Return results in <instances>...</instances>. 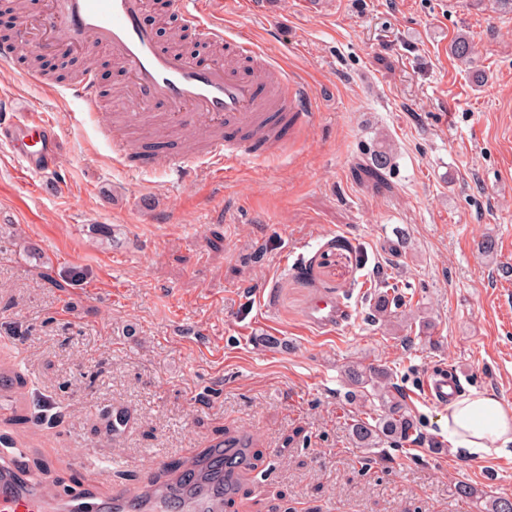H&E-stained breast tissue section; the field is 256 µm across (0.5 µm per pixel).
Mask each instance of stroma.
<instances>
[{
  "mask_svg": "<svg viewBox=\"0 0 512 512\" xmlns=\"http://www.w3.org/2000/svg\"><path fill=\"white\" fill-rule=\"evenodd\" d=\"M224 26L297 74L314 114L226 175L200 127L130 129L122 153L57 83L23 63L0 74V105L43 113L58 147L54 169L31 173L0 141V463L24 448L26 474L55 497L134 491L246 433L227 512H483L484 496L512 497V455L430 446L448 409L422 386L445 368L512 406V11L227 0ZM460 35L472 65L449 51ZM109 59H75L107 108L126 81ZM487 236L497 248L483 255ZM385 283L411 319L372 320ZM321 297L347 303V322L311 327ZM355 363L393 369L428 443L357 447ZM40 398L57 419L30 420ZM120 410L128 423L104 434ZM462 482L479 497L460 498Z\"/></svg>",
  "mask_w": 512,
  "mask_h": 512,
  "instance_id": "obj_1",
  "label": "stroma"
}]
</instances>
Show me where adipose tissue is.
Here are the masks:
<instances>
[{"label": "adipose tissue", "mask_w": 512, "mask_h": 512, "mask_svg": "<svg viewBox=\"0 0 512 512\" xmlns=\"http://www.w3.org/2000/svg\"><path fill=\"white\" fill-rule=\"evenodd\" d=\"M445 425L453 453L485 458L512 449V407L495 393L474 392L452 400Z\"/></svg>", "instance_id": "adipose-tissue-1"}]
</instances>
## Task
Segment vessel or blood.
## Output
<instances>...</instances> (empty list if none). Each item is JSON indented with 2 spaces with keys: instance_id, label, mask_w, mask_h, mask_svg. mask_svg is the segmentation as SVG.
<instances>
[{
  "instance_id": "obj_1",
  "label": "vessel or blood",
  "mask_w": 512,
  "mask_h": 512,
  "mask_svg": "<svg viewBox=\"0 0 512 512\" xmlns=\"http://www.w3.org/2000/svg\"><path fill=\"white\" fill-rule=\"evenodd\" d=\"M174 4L183 26L202 43L225 45L223 61L204 66L161 47L142 22L146 0H62L47 34L77 51L89 43L103 47L122 65L130 77L120 107L128 122L146 121L161 105L170 124L195 122L213 129L207 154L222 166L267 153L287 136L289 126L311 121L303 109L301 83L254 41L225 33L223 0ZM28 49L22 36L1 43L0 68L14 66ZM67 89L85 110H97L100 93L92 75ZM1 133L9 135L14 152L30 166L50 167L56 142L41 114L22 120L0 116ZM348 316V306L332 297L316 300L309 310L310 321L324 328L342 325ZM458 382V377L431 373L424 385L428 400L447 405ZM229 496L222 470L210 467L174 484L147 483L133 493L115 488L98 497L77 488L54 502L29 482L19 463L0 465V512H223Z\"/></svg>"
}]
</instances>
